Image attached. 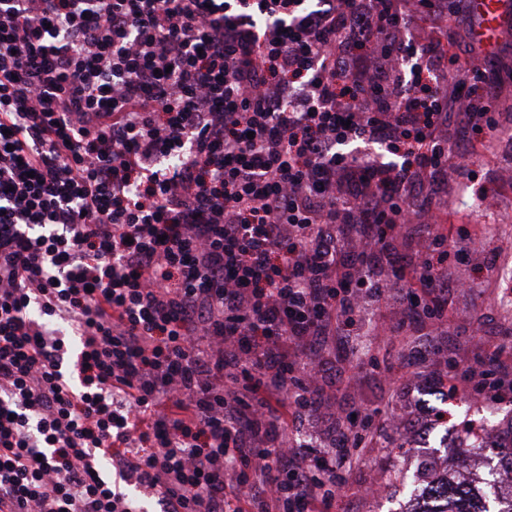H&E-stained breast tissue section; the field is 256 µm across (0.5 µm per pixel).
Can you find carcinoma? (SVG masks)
Wrapping results in <instances>:
<instances>
[{"mask_svg": "<svg viewBox=\"0 0 512 512\" xmlns=\"http://www.w3.org/2000/svg\"><path fill=\"white\" fill-rule=\"evenodd\" d=\"M428 502L422 512H512V491L487 493L478 486L444 475L420 489Z\"/></svg>", "mask_w": 512, "mask_h": 512, "instance_id": "cac0c4a2", "label": "carcinoma"}]
</instances>
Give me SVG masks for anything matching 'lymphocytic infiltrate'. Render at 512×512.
Returning <instances> with one entry per match:
<instances>
[{"label":"lymphocytic infiltrate","mask_w":512,"mask_h":512,"mask_svg":"<svg viewBox=\"0 0 512 512\" xmlns=\"http://www.w3.org/2000/svg\"><path fill=\"white\" fill-rule=\"evenodd\" d=\"M437 0H0V512H335L310 351L445 288L431 197L499 132ZM469 130L465 160L448 128ZM66 322L80 349L64 370ZM110 478L100 476L101 464ZM428 231L426 224L399 225L393 232H389L393 245L392 254L397 256L412 252L417 241L427 236Z\"/></svg>","instance_id":"lymphocytic-infiltrate-1"}]
</instances>
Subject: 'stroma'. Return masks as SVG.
Instances as JSON below:
<instances>
[{
	"instance_id": "35a3bbf8",
	"label": "stroma",
	"mask_w": 512,
	"mask_h": 512,
	"mask_svg": "<svg viewBox=\"0 0 512 512\" xmlns=\"http://www.w3.org/2000/svg\"><path fill=\"white\" fill-rule=\"evenodd\" d=\"M487 92L496 100L501 135L512 136V25L490 54ZM495 144L477 161L465 189L449 185L447 223L455 242L443 256L448 279H470L468 292L449 291L445 316L427 315L422 290L404 289L397 299L371 303L319 354L327 387L311 411L300 439L328 438L337 418H351L362 433L363 459L347 476L339 512H404L409 492L431 480L430 469L465 479L480 471L512 468L500 449L512 431V391L494 387L512 379V152ZM489 232H482V225ZM471 372L474 380L458 398L448 381ZM448 416V446L417 448L412 433L421 417ZM485 444L468 455L472 438ZM378 485L376 497L360 487Z\"/></svg>"
}]
</instances>
